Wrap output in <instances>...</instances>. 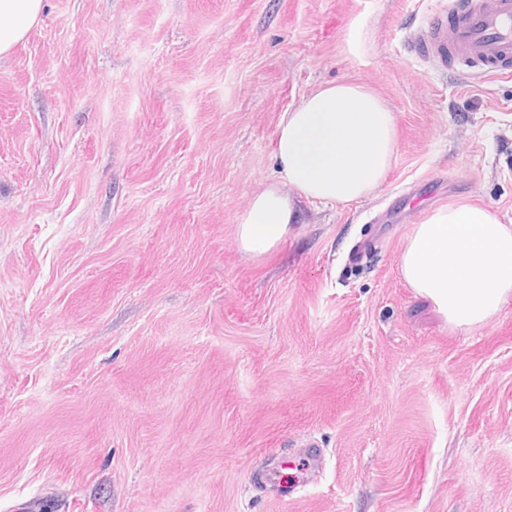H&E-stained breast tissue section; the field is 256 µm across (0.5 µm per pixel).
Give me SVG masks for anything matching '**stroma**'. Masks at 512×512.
Masks as SVG:
<instances>
[{
    "mask_svg": "<svg viewBox=\"0 0 512 512\" xmlns=\"http://www.w3.org/2000/svg\"><path fill=\"white\" fill-rule=\"evenodd\" d=\"M447 7L44 0L0 56V512H512V300L450 323L378 220L432 177L512 225V77L407 47ZM343 79L388 177L244 253L283 112Z\"/></svg>",
    "mask_w": 512,
    "mask_h": 512,
    "instance_id": "obj_1",
    "label": "stroma"
}]
</instances>
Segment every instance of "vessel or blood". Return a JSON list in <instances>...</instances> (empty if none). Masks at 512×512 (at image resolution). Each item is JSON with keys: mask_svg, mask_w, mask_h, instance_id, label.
Segmentation results:
<instances>
[{"mask_svg": "<svg viewBox=\"0 0 512 512\" xmlns=\"http://www.w3.org/2000/svg\"><path fill=\"white\" fill-rule=\"evenodd\" d=\"M408 48L440 69L511 75L512 0H450L447 11L410 32Z\"/></svg>", "mask_w": 512, "mask_h": 512, "instance_id": "1", "label": "vessel or blood"}]
</instances>
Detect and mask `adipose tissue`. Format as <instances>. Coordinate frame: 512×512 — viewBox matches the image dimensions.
<instances>
[{
  "mask_svg": "<svg viewBox=\"0 0 512 512\" xmlns=\"http://www.w3.org/2000/svg\"><path fill=\"white\" fill-rule=\"evenodd\" d=\"M43 0H0V55L21 42ZM398 147L394 112L370 86L342 80L303 96L279 122V179L251 199L238 224L241 249L264 255L300 222V201L350 204L386 178ZM406 284L457 325L484 324L512 300V225L460 203L415 225L399 256Z\"/></svg>",
  "mask_w": 512,
  "mask_h": 512,
  "instance_id": "adipose-tissue-1",
  "label": "adipose tissue"
}]
</instances>
